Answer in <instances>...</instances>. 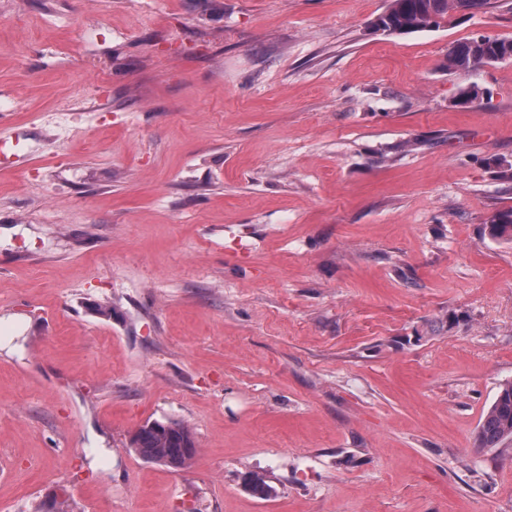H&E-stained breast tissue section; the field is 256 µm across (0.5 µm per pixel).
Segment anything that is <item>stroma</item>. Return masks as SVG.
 Listing matches in <instances>:
<instances>
[{"mask_svg":"<svg viewBox=\"0 0 512 512\" xmlns=\"http://www.w3.org/2000/svg\"><path fill=\"white\" fill-rule=\"evenodd\" d=\"M388 3L0 0V512H512V0ZM489 0H390L372 26L382 34L401 35L439 26L453 12L485 8ZM505 58H512V38L479 35L452 46L448 50L446 66L471 71ZM486 224L488 235L493 239L512 241V211L493 215ZM510 228V233H507ZM511 442L512 382H507L501 386L495 400L483 414L476 432V443L480 448H497L502 453H512V448H500ZM158 423L167 424L157 426ZM130 446L147 460L173 469L189 466L197 453L190 428L179 421H153L141 426L131 437Z\"/></svg>","mask_w":512,"mask_h":512,"instance_id":"35a3bbf8","label":"stroma"}]
</instances>
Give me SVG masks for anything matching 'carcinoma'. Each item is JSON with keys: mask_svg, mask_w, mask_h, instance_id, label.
I'll use <instances>...</instances> for the list:
<instances>
[{"mask_svg": "<svg viewBox=\"0 0 512 512\" xmlns=\"http://www.w3.org/2000/svg\"><path fill=\"white\" fill-rule=\"evenodd\" d=\"M488 4L489 0H389L386 11L372 22V26L387 36L407 34L438 26L453 12L478 10ZM505 58H512V38L479 35L452 46L448 50L446 66L471 71ZM486 230L494 239L512 241V211L493 215ZM511 442L512 382H507L483 414L476 443L480 448L498 449ZM130 447L145 459L173 469L188 467L197 453L190 428L171 420L165 426H159L155 421L141 426L131 437ZM244 489L260 498L274 493L263 475L252 472Z\"/></svg>", "mask_w": 512, "mask_h": 512, "instance_id": "carcinoma-1", "label": "carcinoma"}]
</instances>
